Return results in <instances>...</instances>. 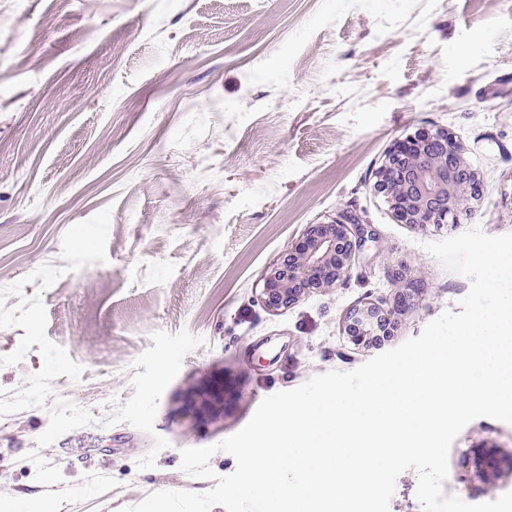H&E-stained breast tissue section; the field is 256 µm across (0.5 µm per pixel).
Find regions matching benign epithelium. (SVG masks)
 I'll list each match as a JSON object with an SVG mask.
<instances>
[{
  "instance_id": "1",
  "label": "benign epithelium",
  "mask_w": 512,
  "mask_h": 512,
  "mask_svg": "<svg viewBox=\"0 0 512 512\" xmlns=\"http://www.w3.org/2000/svg\"><path fill=\"white\" fill-rule=\"evenodd\" d=\"M373 188L397 221L424 229L468 217L481 184L464 148L448 132L420 130L394 143L375 173ZM358 225L347 212L331 222L309 225L283 260L265 272L261 302L266 310L277 312L309 292L336 288L353 264ZM392 285L391 300L366 301L343 317L342 331L354 344L369 347L394 335L418 306L422 285L411 276L410 265L402 263L392 272ZM199 398L195 410L210 416L224 413V397L204 392Z\"/></svg>"
}]
</instances>
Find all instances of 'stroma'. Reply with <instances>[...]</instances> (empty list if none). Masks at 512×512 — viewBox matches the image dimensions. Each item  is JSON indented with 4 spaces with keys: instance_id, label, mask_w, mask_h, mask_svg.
I'll return each instance as SVG.
<instances>
[{
    "instance_id": "35a3bbf8",
    "label": "stroma",
    "mask_w": 512,
    "mask_h": 512,
    "mask_svg": "<svg viewBox=\"0 0 512 512\" xmlns=\"http://www.w3.org/2000/svg\"><path fill=\"white\" fill-rule=\"evenodd\" d=\"M422 128L479 175L461 223H398L373 190ZM347 209L348 277L268 312L265 271ZM474 227L512 233V0H0V512L213 488L181 450L458 310L469 280L425 245ZM402 261L419 307L353 345L344 313ZM199 381L223 418L189 410ZM448 467L467 503L512 491V424L470 422Z\"/></svg>"
}]
</instances>
